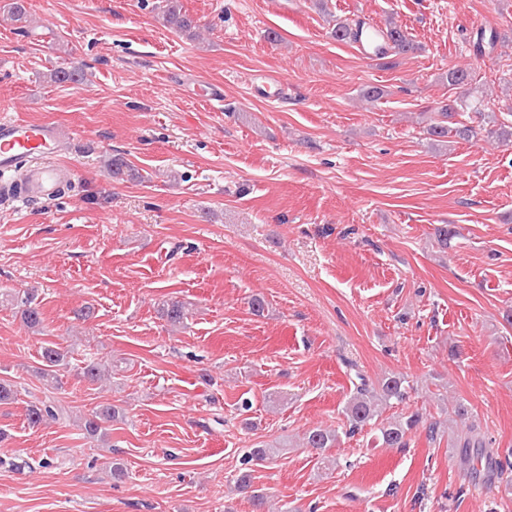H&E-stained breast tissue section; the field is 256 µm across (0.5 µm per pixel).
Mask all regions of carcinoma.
<instances>
[{"label": "carcinoma", "mask_w": 512, "mask_h": 512, "mask_svg": "<svg viewBox=\"0 0 512 512\" xmlns=\"http://www.w3.org/2000/svg\"><path fill=\"white\" fill-rule=\"evenodd\" d=\"M8 12L12 21L17 23H26L29 18L27 9V0H11L8 4ZM161 17L164 26L181 33L191 31L196 27L194 20L182 12V6L179 0H164L161 8ZM387 48L378 49V55L387 54V49H392L398 54H405L416 50L414 42L405 34V32L396 25H389L385 32ZM49 78L52 82L63 84L72 83L79 84L84 80L83 68L79 66H60L51 71ZM448 85L453 88L465 91V87L470 80V73L463 69L448 70ZM455 112L452 108L442 106L438 116L441 121L432 124L428 128V134L443 138L448 136V132H454L455 136L470 141L477 137V131L474 127L464 123L459 126L448 129V119L453 117ZM106 167L109 175L115 180H122L126 177L137 178L136 173L124 157L120 155L113 156L106 161ZM20 303L24 306L23 315L27 324L36 327L42 324V317L39 309L33 302L30 295L20 299ZM162 315L167 321L173 325L180 324L185 318V305L179 301H170L162 308ZM41 365L40 373L52 385L58 384L57 372L59 367L65 365L66 353L56 343L47 341L41 347L40 352ZM408 389H410L409 381L404 377L392 375L379 381L378 390L373 391L368 388L366 383H361L356 392L346 401L343 413L348 424V433L354 434L364 429L368 425L376 423L379 407L386 405L392 401L401 403L408 397ZM116 411L110 406L101 408L100 410L90 414L85 418L82 427L87 435L96 437L103 434L105 424L112 421ZM56 409L51 405L31 404L27 408V419L29 424L37 426L41 424L45 418H56ZM422 421V415L413 413L404 420L390 422L380 428L379 440L385 448H404L407 446L408 435ZM336 441V433L320 428H315L308 432L305 436V445L308 448L322 450L331 448ZM456 447L462 449L461 462L476 477L481 472L488 474L495 469L503 467V462L493 452L487 450L486 442L475 433L474 425L467 426V433L464 437L457 440ZM237 490L248 498L251 505L255 508V512H266V499L264 493L253 488L250 475L244 474L237 481Z\"/></svg>", "instance_id": "cac0c4a2"}]
</instances>
